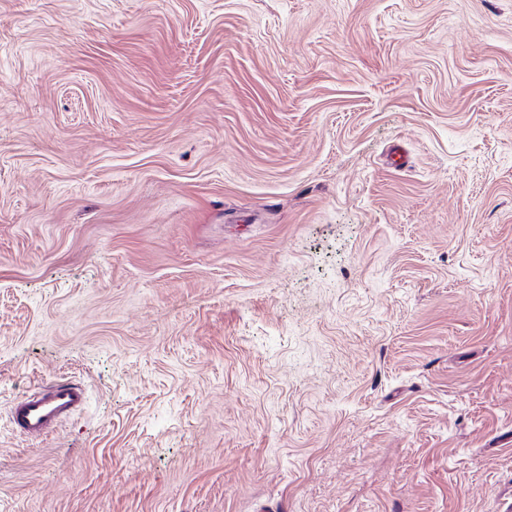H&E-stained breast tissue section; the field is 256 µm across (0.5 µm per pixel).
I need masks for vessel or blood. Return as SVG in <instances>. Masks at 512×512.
<instances>
[{
	"instance_id": "1",
	"label": "vessel or blood",
	"mask_w": 512,
	"mask_h": 512,
	"mask_svg": "<svg viewBox=\"0 0 512 512\" xmlns=\"http://www.w3.org/2000/svg\"><path fill=\"white\" fill-rule=\"evenodd\" d=\"M85 388L71 381H54L24 392L9 410V427L28 439H40L86 404Z\"/></svg>"
}]
</instances>
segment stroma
<instances>
[{
  "instance_id": "35a3bbf8",
  "label": "stroma",
  "mask_w": 512,
  "mask_h": 512,
  "mask_svg": "<svg viewBox=\"0 0 512 512\" xmlns=\"http://www.w3.org/2000/svg\"><path fill=\"white\" fill-rule=\"evenodd\" d=\"M511 497L512 0H0V512ZM85 388L71 381H54L24 392L9 410V427L28 439H42L86 404Z\"/></svg>"
}]
</instances>
